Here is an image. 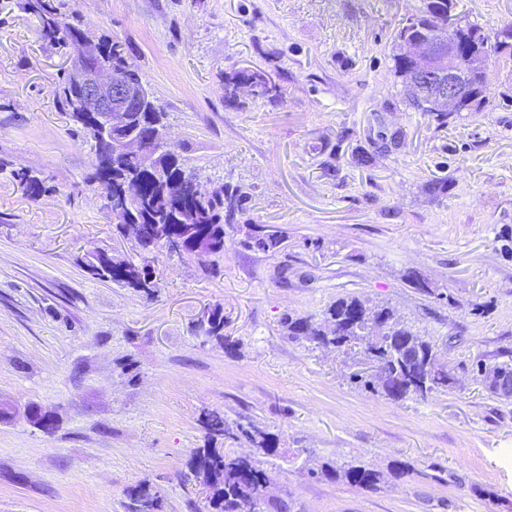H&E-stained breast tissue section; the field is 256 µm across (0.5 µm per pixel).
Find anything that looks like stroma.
I'll return each instance as SVG.
<instances>
[{
    "instance_id": "stroma-1",
    "label": "stroma",
    "mask_w": 512,
    "mask_h": 512,
    "mask_svg": "<svg viewBox=\"0 0 512 512\" xmlns=\"http://www.w3.org/2000/svg\"><path fill=\"white\" fill-rule=\"evenodd\" d=\"M62 3L125 43L202 175L252 198L223 256L157 253L154 296L92 278L85 255L134 250L56 105L71 49L0 0V512H126L140 485L163 512H208L191 458L211 411L277 436L271 494L288 512H512V399L471 370L512 360V59L492 68L480 111L443 124L405 106L392 71L419 0ZM456 3L490 28L512 21V0ZM243 69L265 73L276 101L226 98ZM21 167L45 177L39 200L15 186ZM250 225L280 248L243 250ZM344 295L396 308L454 384L396 403L350 383L370 371L362 348L287 336L284 314ZM217 308L222 345L200 330ZM32 406L54 432L27 422ZM350 458L409 474L368 491L322 470Z\"/></svg>"
}]
</instances>
